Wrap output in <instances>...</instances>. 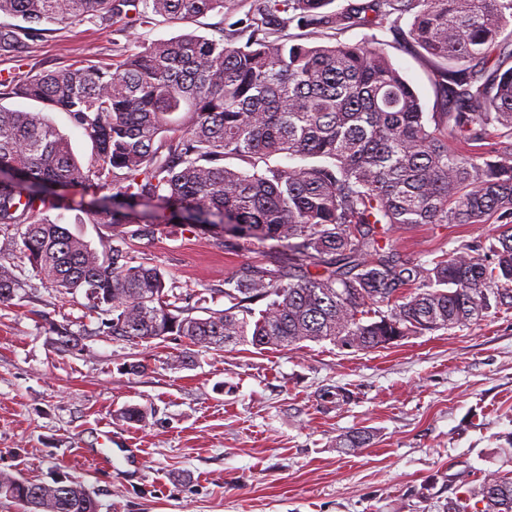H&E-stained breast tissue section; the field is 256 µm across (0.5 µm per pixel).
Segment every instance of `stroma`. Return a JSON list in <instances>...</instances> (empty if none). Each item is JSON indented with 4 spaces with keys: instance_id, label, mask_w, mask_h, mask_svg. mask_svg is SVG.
<instances>
[{
    "instance_id": "35a3bbf8",
    "label": "stroma",
    "mask_w": 512,
    "mask_h": 512,
    "mask_svg": "<svg viewBox=\"0 0 512 512\" xmlns=\"http://www.w3.org/2000/svg\"><path fill=\"white\" fill-rule=\"evenodd\" d=\"M224 27L216 13L130 32L109 21L61 24L0 57V76L114 63L159 39L217 38ZM409 29L405 19L380 38L432 112L434 70ZM493 231L419 224L396 231V248L425 260ZM126 248L164 269L195 308H224L225 279L268 260L261 243L231 248L178 224ZM0 264L26 284L0 306L1 473L79 480L100 512H448L485 474L512 472V309L367 353L311 341L215 350L179 336L136 345L104 332L99 315L42 285L29 264L10 255ZM62 325L81 336L67 352L53 342ZM130 362L143 371L125 372ZM342 388L351 398L340 405ZM134 406L145 420L125 418ZM356 431L368 444L342 447Z\"/></svg>"
}]
</instances>
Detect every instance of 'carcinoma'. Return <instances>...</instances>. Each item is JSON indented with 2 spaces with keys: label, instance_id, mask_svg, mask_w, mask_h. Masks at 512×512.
Returning <instances> with one entry per match:
<instances>
[{
  "label": "carcinoma",
  "instance_id": "obj_1",
  "mask_svg": "<svg viewBox=\"0 0 512 512\" xmlns=\"http://www.w3.org/2000/svg\"><path fill=\"white\" fill-rule=\"evenodd\" d=\"M224 35L188 32L110 64L0 79V253L85 300L108 332L132 343L168 336L199 348L256 349L328 341L356 351L463 327L512 309V0H252ZM229 15V0H0V57L78 20ZM409 37L435 68L442 99L423 109L377 38L294 42L285 31L333 35L365 28ZM64 112L90 140L84 167L44 111ZM275 155L316 158L272 165ZM230 157L244 169L224 164ZM104 190L96 248L43 216L84 212ZM233 247L268 244L274 268L248 264L224 280L229 306L201 315L171 300L158 266L115 242L150 233L157 214ZM417 224H494L478 244L407 262L394 231ZM23 283L0 265V305ZM49 512L87 509L75 479L53 481ZM25 512L39 483L0 475ZM481 512H512V476L490 474Z\"/></svg>",
  "mask_w": 512,
  "mask_h": 512
}]
</instances>
